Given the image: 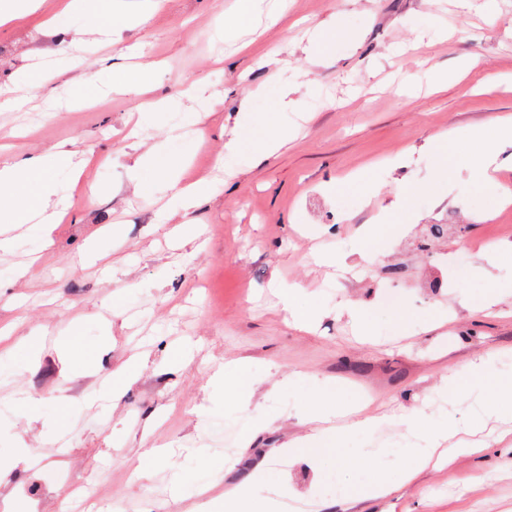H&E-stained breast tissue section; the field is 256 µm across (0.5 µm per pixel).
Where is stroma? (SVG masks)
Instances as JSON below:
<instances>
[{
  "instance_id": "stroma-1",
  "label": "stroma",
  "mask_w": 512,
  "mask_h": 512,
  "mask_svg": "<svg viewBox=\"0 0 512 512\" xmlns=\"http://www.w3.org/2000/svg\"><path fill=\"white\" fill-rule=\"evenodd\" d=\"M55 2L0 26V85L32 71L40 85L0 107V162L41 158L61 197L69 172L55 164L59 144L106 162L86 171L91 201L55 227L50 247L29 235L15 251H0V325L16 326L9 341L20 366L17 381L0 384V453L37 451L0 485V512L21 503L57 512L65 497L78 512L79 487L97 492L96 512H165L176 470L222 490L263 470L260 497L313 500L315 512H512V419L493 418L477 453L425 467L410 481V461L398 453L422 443L402 421L411 409L438 425L479 412L477 398L461 403L442 391L449 367L483 357L489 377L512 379V288L484 308L483 258L462 270L454 263L462 242L512 243V210L465 162L449 166L439 184L437 157L425 148L430 135L512 116V0H470L467 9L456 0H280L277 22L264 18L237 35L217 23L237 0H157L151 20L124 30L117 45L89 40L75 49L44 26ZM338 14L344 34L311 57L305 30ZM469 58L478 64L460 80L429 87L432 68L452 70ZM149 64L151 97L177 103L160 124L209 110L194 143L169 146L174 158L190 157L189 179L213 180L186 215L163 212L165 184L133 169L141 95L126 86L89 103L83 94L86 72ZM490 74L505 82L486 92L480 82ZM283 86L303 101L305 121L274 111ZM295 125L297 136L261 164L220 156L232 129L250 138ZM399 155L404 167H389ZM366 182L375 195H365ZM400 195L407 210L370 232ZM188 220L201 226L200 237L177 235ZM434 224L444 232L423 250ZM362 240L372 257L356 251ZM327 251L344 257L345 270L318 261ZM277 284L301 285V306L322 307L314 330L292 325L270 292ZM393 288L402 298L391 310L384 303ZM462 288L465 307L457 303ZM348 301L369 308V339L340 314ZM73 325L82 341L70 353L30 355L32 336ZM88 352L93 375L81 369ZM134 357L142 366L121 392L90 401L101 378ZM234 361L247 362L257 380L243 412L225 407L224 383L214 377ZM326 381L362 416L392 418L346 440L371 451L369 464L343 454L314 470L281 454L312 431L310 406ZM256 414L259 426L240 444ZM203 444L223 459L218 475L196 459ZM147 445L165 447L166 464L140 465ZM376 470L394 492L349 497Z\"/></svg>"
}]
</instances>
